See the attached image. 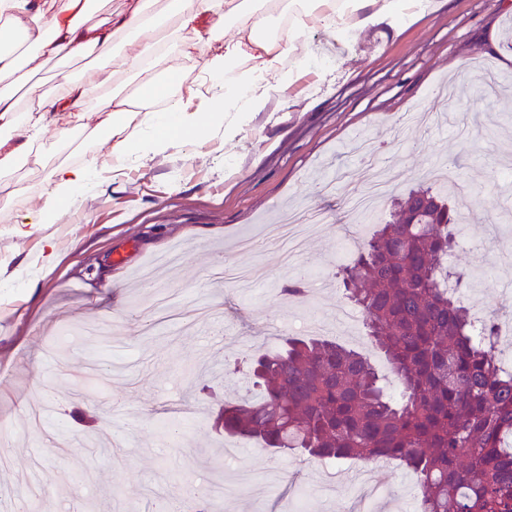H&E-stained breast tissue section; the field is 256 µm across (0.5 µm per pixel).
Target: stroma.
Masks as SVG:
<instances>
[{
    "mask_svg": "<svg viewBox=\"0 0 512 512\" xmlns=\"http://www.w3.org/2000/svg\"><path fill=\"white\" fill-rule=\"evenodd\" d=\"M297 42L311 54L285 60V94L241 115L232 139L215 99L198 115L207 138L177 130L174 146L136 149L50 213L41 207L56 128L42 137L43 171L0 174V190L27 188L0 209V423L19 430L0 486L35 476L50 502L65 486L67 504L85 494L93 512L176 506L203 484L224 512H283L304 487L311 512H350L364 462L225 438V394L245 384L223 367L277 348L272 328L299 334L307 315L342 308L360 319L336 277V242L370 237L434 165L452 163L475 203L448 255L481 276L464 303L480 317L512 301V0L411 4L341 48L311 22ZM87 74L122 79L94 54L36 64L32 76L50 93L62 76ZM367 147L390 176L369 219L349 199L368 179ZM287 209L327 216L299 260L325 279L300 301L281 293L293 272L269 234ZM94 358L115 373L90 376ZM86 436L110 453L56 448ZM419 498L415 477L393 464L367 512H418Z\"/></svg>",
    "mask_w": 512,
    "mask_h": 512,
    "instance_id": "stroma-1",
    "label": "stroma"
}]
</instances>
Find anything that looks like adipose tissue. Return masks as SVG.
Listing matches in <instances>:
<instances>
[{
	"instance_id": "1",
	"label": "adipose tissue",
	"mask_w": 512,
	"mask_h": 512,
	"mask_svg": "<svg viewBox=\"0 0 512 512\" xmlns=\"http://www.w3.org/2000/svg\"><path fill=\"white\" fill-rule=\"evenodd\" d=\"M289 12L283 0H167L164 11L175 20L162 35L147 19L151 0L109 8L108 0H0V172L38 150L52 125L61 134L88 126L90 119L111 125L104 155L82 164L51 169L43 207L84 192L93 174L130 153L129 126L145 131L148 144H171V129L204 135L197 115L211 99L223 98L229 112H262L283 86L280 60L295 50L298 32L316 20L338 31L392 23L394 0H297ZM292 13L285 24L279 17ZM116 55L129 79L111 88L102 82L65 79L52 95L40 84L27 88L34 109H17L16 88L23 68L35 60L62 61L90 53ZM179 61L172 76L175 93L159 101L153 68L157 58ZM200 60L197 69L189 68Z\"/></svg>"
}]
</instances>
